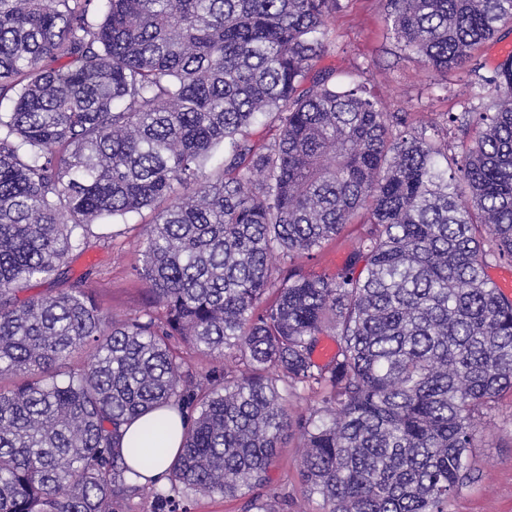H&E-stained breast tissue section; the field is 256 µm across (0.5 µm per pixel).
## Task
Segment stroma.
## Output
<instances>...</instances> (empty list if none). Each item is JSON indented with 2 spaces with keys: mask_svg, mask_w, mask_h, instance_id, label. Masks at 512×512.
Segmentation results:
<instances>
[{
  "mask_svg": "<svg viewBox=\"0 0 512 512\" xmlns=\"http://www.w3.org/2000/svg\"><path fill=\"white\" fill-rule=\"evenodd\" d=\"M330 43L323 65L354 74L365 82L382 111L405 112L410 123L434 120L446 132L448 113L482 111L467 71H433L409 56L390 36L383 0H341L329 21ZM151 210L93 227L86 248L74 252L66 279L32 283L31 293H57L87 276L98 304L113 316L126 319L150 306L145 284L136 270L142 264V227L150 223ZM365 229L361 221L345 225L335 239L312 255L298 259L308 273H335ZM475 482L463 486L448 503V512H512V400L503 399L480 428L473 452ZM168 498L160 502L149 490H130L113 497L111 512H248L252 498L245 492L234 497L204 494L162 482ZM267 491L277 493V512H322L318 496L305 491L300 481V453L295 441L286 442L270 471Z\"/></svg>",
  "mask_w": 512,
  "mask_h": 512,
  "instance_id": "stroma-1",
  "label": "stroma"
}]
</instances>
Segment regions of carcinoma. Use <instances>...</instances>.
Wrapping results in <instances>:
<instances>
[{"label": "carcinoma", "instance_id": "obj_1", "mask_svg": "<svg viewBox=\"0 0 512 512\" xmlns=\"http://www.w3.org/2000/svg\"><path fill=\"white\" fill-rule=\"evenodd\" d=\"M340 0H0V512H110L136 489L122 424L190 408L174 486L267 484L287 438L323 512H448L478 425L512 396V56L464 134L409 129L320 67ZM401 49L470 68L512 0H384ZM279 125L267 146L250 139ZM224 160L208 174L214 148ZM160 209L139 275L156 310L118 320L81 284L19 299L92 225ZM335 274L294 260L358 214ZM336 337L326 364L318 336ZM180 337L224 360L195 384ZM84 349L65 379L55 368ZM317 405L292 413L289 397Z\"/></svg>", "mask_w": 512, "mask_h": 512}]
</instances>
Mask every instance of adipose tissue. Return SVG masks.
I'll return each instance as SVG.
<instances>
[{
    "mask_svg": "<svg viewBox=\"0 0 512 512\" xmlns=\"http://www.w3.org/2000/svg\"><path fill=\"white\" fill-rule=\"evenodd\" d=\"M186 414L175 405L165 406L132 420L121 427V449L150 448L160 445L161 453L150 469H141L135 457H128L127 463L132 469L142 472L143 479L156 482L164 481L170 464L180 452L186 427Z\"/></svg>",
    "mask_w": 512,
    "mask_h": 512,
    "instance_id": "obj_1",
    "label": "adipose tissue"
}]
</instances>
